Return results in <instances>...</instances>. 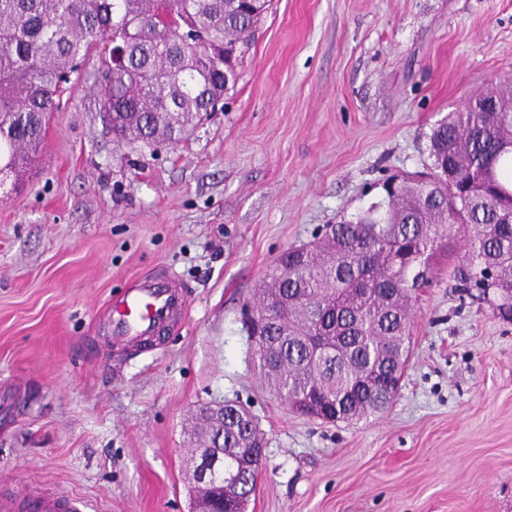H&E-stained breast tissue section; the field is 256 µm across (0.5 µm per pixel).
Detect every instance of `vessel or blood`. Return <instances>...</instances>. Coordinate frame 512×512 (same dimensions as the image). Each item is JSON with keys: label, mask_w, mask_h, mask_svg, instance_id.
Returning a JSON list of instances; mask_svg holds the SVG:
<instances>
[{"label": "vessel or blood", "mask_w": 512, "mask_h": 512, "mask_svg": "<svg viewBox=\"0 0 512 512\" xmlns=\"http://www.w3.org/2000/svg\"><path fill=\"white\" fill-rule=\"evenodd\" d=\"M188 295L179 280L167 271L134 279L110 300L102 330L113 345L127 348L165 336L185 314ZM38 512H81L80 500L59 492L36 495Z\"/></svg>", "instance_id": "1"}]
</instances>
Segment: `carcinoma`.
I'll return each instance as SVG.
<instances>
[{
    "instance_id": "obj_1",
    "label": "carcinoma",
    "mask_w": 512,
    "mask_h": 512,
    "mask_svg": "<svg viewBox=\"0 0 512 512\" xmlns=\"http://www.w3.org/2000/svg\"><path fill=\"white\" fill-rule=\"evenodd\" d=\"M269 0H0V173L40 149L55 104L96 53L102 109L131 143H177L233 87ZM503 79L448 113L429 135V171L399 178L384 196L331 225L313 247H290L264 274L250 308L268 320L255 343L272 391L312 400L338 421L387 409L410 352L414 286L463 234L456 287L499 297L512 314V90ZM496 99L499 111L483 104ZM233 470L264 434L240 406L224 434L206 430Z\"/></svg>"
}]
</instances>
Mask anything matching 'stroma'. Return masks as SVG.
<instances>
[{"label": "stroma", "instance_id": "obj_1", "mask_svg": "<svg viewBox=\"0 0 512 512\" xmlns=\"http://www.w3.org/2000/svg\"><path fill=\"white\" fill-rule=\"evenodd\" d=\"M512 77V0H271L235 86L186 140H117L81 68L21 182L0 183V478L85 512H190L187 431L244 404L265 441L248 512H512V319L462 294L458 249L411 312L394 403L292 413L241 310L288 247L425 170L432 128ZM175 272L189 309L118 355L102 304Z\"/></svg>", "mask_w": 512, "mask_h": 512}]
</instances>
